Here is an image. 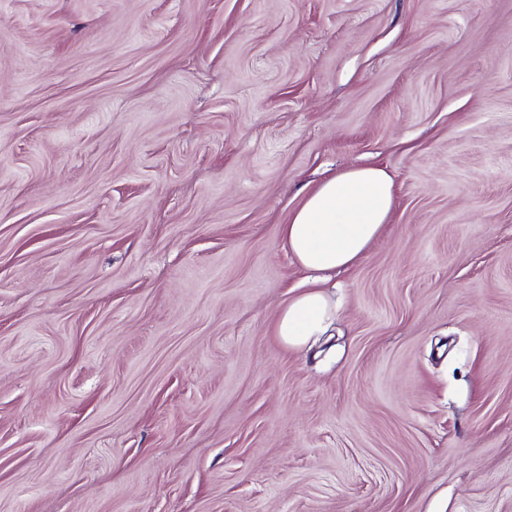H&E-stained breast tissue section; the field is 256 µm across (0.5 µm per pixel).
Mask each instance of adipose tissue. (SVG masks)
<instances>
[{
  "instance_id": "adipose-tissue-1",
  "label": "adipose tissue",
  "mask_w": 512,
  "mask_h": 512,
  "mask_svg": "<svg viewBox=\"0 0 512 512\" xmlns=\"http://www.w3.org/2000/svg\"><path fill=\"white\" fill-rule=\"evenodd\" d=\"M393 178L379 166L342 171L318 184L282 228L290 255L313 277L293 295L275 321L274 333L288 349L325 336L336 317V301L320 274L345 267L388 224Z\"/></svg>"
}]
</instances>
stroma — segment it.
Segmentation results:
<instances>
[{"instance_id": "35a3bbf8", "label": "stroma", "mask_w": 512, "mask_h": 512, "mask_svg": "<svg viewBox=\"0 0 512 512\" xmlns=\"http://www.w3.org/2000/svg\"><path fill=\"white\" fill-rule=\"evenodd\" d=\"M0 512H512V0H0ZM393 178L379 166L342 171L318 184L282 228L288 252L308 272L351 264L389 223ZM336 318V299L324 286L323 279L312 278L279 311L274 333L288 349L306 347L326 336Z\"/></svg>"}]
</instances>
